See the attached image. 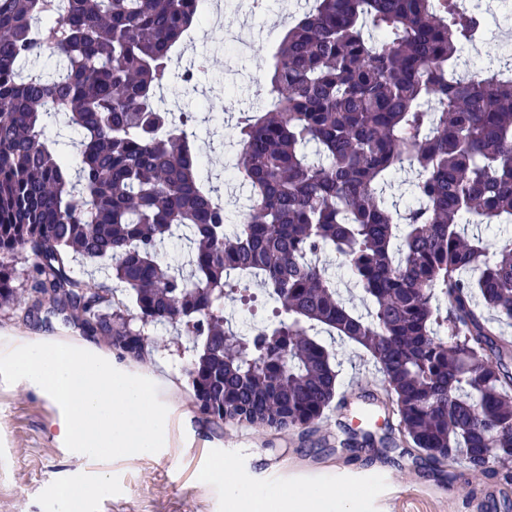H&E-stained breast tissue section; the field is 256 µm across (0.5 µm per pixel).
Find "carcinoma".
<instances>
[{"mask_svg": "<svg viewBox=\"0 0 512 512\" xmlns=\"http://www.w3.org/2000/svg\"><path fill=\"white\" fill-rule=\"evenodd\" d=\"M496 0H313L275 47L272 104L238 121L231 179L248 192L225 222L191 142L161 95L203 71L174 49L203 0H0V303L33 295L120 357L145 358V326L183 327L189 384L214 423L289 431L336 396L323 331L364 348L402 442L434 463L512 465V244L489 257L469 218L512 223V67L467 74ZM50 55L48 67L35 62ZM77 151L72 162L68 148ZM409 168L413 203L388 199ZM172 240L183 261L162 264ZM330 249L367 297L355 312L318 262ZM103 280L72 276L75 260ZM131 293L114 299L107 282ZM256 281L277 303L251 332L224 317ZM345 447L373 446L351 432Z\"/></svg>", "mask_w": 512, "mask_h": 512, "instance_id": "1", "label": "carcinoma"}]
</instances>
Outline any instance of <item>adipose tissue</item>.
<instances>
[{"label": "adipose tissue", "instance_id": "1", "mask_svg": "<svg viewBox=\"0 0 512 512\" xmlns=\"http://www.w3.org/2000/svg\"><path fill=\"white\" fill-rule=\"evenodd\" d=\"M213 475L224 482L228 512H358L367 497L363 490L346 497L335 495L317 478L291 479L267 488L241 484L220 466Z\"/></svg>", "mask_w": 512, "mask_h": 512}]
</instances>
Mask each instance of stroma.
<instances>
[{
	"label": "stroma",
	"instance_id": "obj_1",
	"mask_svg": "<svg viewBox=\"0 0 512 512\" xmlns=\"http://www.w3.org/2000/svg\"><path fill=\"white\" fill-rule=\"evenodd\" d=\"M250 4L224 0L223 31H209L204 24L191 28L175 52L179 65L202 53L210 56V65L199 75L196 91L178 81L166 91L169 106L201 103L223 123L220 137L209 134L205 125L197 127L196 142L207 169L215 172L232 162L236 110L264 105L262 79L273 47L305 0H265L257 10ZM148 335V357L134 362L117 357L104 340L84 337L80 326L63 316L43 312L24 322L12 307H0V353L44 336L64 344L77 338L128 374L148 378L156 364H164L175 385L165 400L170 425L161 451L98 461L66 448L59 433L63 412L50 395L25 379L0 380V512H59L57 490L98 473L111 477L112 490L92 496L85 512H226L224 483L208 476L219 460L248 484L272 488L316 472L343 495L369 488L363 512H512V469L494 465L478 472L462 461L439 465L405 446L355 453L338 448L344 427L365 425L380 434L389 430L381 405L371 406L368 420L359 412L361 396L379 393L383 375L353 343L320 335L340 363L337 396L346 407L331 405L310 429H251L245 445L238 439L239 424L214 423L196 407L187 375L192 353L177 331L152 328Z\"/></svg>",
	"mask_w": 512,
	"mask_h": 512
}]
</instances>
